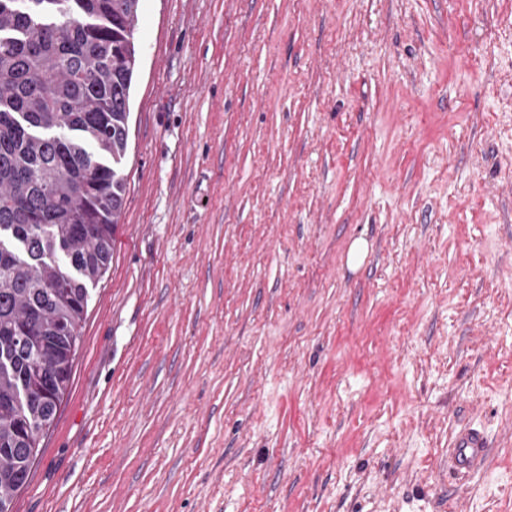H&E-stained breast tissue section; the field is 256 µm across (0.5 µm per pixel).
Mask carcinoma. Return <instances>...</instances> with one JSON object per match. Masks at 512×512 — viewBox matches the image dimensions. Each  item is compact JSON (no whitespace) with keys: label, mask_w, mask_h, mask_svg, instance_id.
I'll return each mask as SVG.
<instances>
[{"label":"carcinoma","mask_w":512,"mask_h":512,"mask_svg":"<svg viewBox=\"0 0 512 512\" xmlns=\"http://www.w3.org/2000/svg\"><path fill=\"white\" fill-rule=\"evenodd\" d=\"M141 0H0V512L68 391L112 261Z\"/></svg>","instance_id":"obj_1"}]
</instances>
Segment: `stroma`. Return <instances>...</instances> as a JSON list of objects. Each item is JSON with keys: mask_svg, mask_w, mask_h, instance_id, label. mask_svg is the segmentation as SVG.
<instances>
[{"mask_svg": "<svg viewBox=\"0 0 512 512\" xmlns=\"http://www.w3.org/2000/svg\"><path fill=\"white\" fill-rule=\"evenodd\" d=\"M137 40L13 512H512V0H141ZM487 457V443L484 436L470 430L461 434L452 448V464L455 470L469 473L485 461Z\"/></svg>", "mask_w": 512, "mask_h": 512, "instance_id": "obj_1", "label": "stroma"}]
</instances>
